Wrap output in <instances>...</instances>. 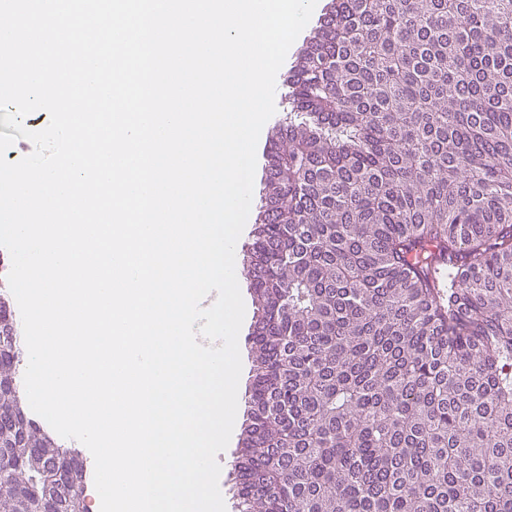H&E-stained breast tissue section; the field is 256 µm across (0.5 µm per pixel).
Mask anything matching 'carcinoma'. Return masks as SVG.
Returning a JSON list of instances; mask_svg holds the SVG:
<instances>
[{
	"mask_svg": "<svg viewBox=\"0 0 512 512\" xmlns=\"http://www.w3.org/2000/svg\"><path fill=\"white\" fill-rule=\"evenodd\" d=\"M287 87L239 512H512V0H334ZM23 366L0 314V408ZM15 417L0 512H60L24 498L46 435Z\"/></svg>",
	"mask_w": 512,
	"mask_h": 512,
	"instance_id": "cac0c4a2",
	"label": "carcinoma"
}]
</instances>
